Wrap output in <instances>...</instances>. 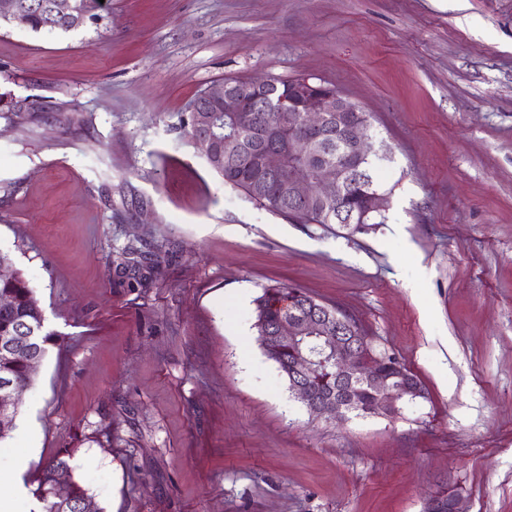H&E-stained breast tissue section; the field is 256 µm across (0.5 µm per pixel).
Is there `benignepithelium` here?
Listing matches in <instances>:
<instances>
[{
    "instance_id": "1",
    "label": "benign epithelium",
    "mask_w": 512,
    "mask_h": 512,
    "mask_svg": "<svg viewBox=\"0 0 512 512\" xmlns=\"http://www.w3.org/2000/svg\"><path fill=\"white\" fill-rule=\"evenodd\" d=\"M52 13L75 27L86 22L77 12L74 0H53ZM272 85L270 77L252 80L244 89L231 81H220L205 88L202 97L223 101L224 111L231 114L236 127L242 130L266 129L265 112L288 113V122L281 128L283 139L289 140L290 152L307 156L308 163L289 166L284 153L275 148H261L251 159L253 169L273 177L276 184L289 191V212H305L316 201L325 204L343 201L344 173L330 158L336 151L346 155L351 177L366 187L359 211L336 208L338 223L351 224L371 214H384L389 194L367 183L363 176V162L367 156L378 153L375 134L364 110L345 95L327 90L309 78L289 85L288 91L275 101L266 95ZM311 329L315 330L321 352L336 366L334 395L320 392L313 379L315 358L309 351L298 348ZM269 331L273 338L292 347L288 360L290 391L313 415L344 420L352 408L360 405L364 392L373 397L374 415L384 417H394L407 404L426 399L424 387L411 372L400 368L395 375L383 374L380 359L372 351L373 337L356 331L349 323L313 303H306L303 313L275 322ZM31 339L24 325L17 328L15 335L0 339V353L4 355L29 349L30 377L39 362L37 353L30 347ZM30 384L29 380L1 379L0 412H8L16 397ZM426 504L430 512H464L458 495L445 498L431 494Z\"/></svg>"
}]
</instances>
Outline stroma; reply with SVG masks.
Returning a JSON list of instances; mask_svg holds the SVG:
<instances>
[{
  "label": "stroma",
  "instance_id": "1",
  "mask_svg": "<svg viewBox=\"0 0 512 512\" xmlns=\"http://www.w3.org/2000/svg\"><path fill=\"white\" fill-rule=\"evenodd\" d=\"M301 74L370 113L385 223L289 221L182 136L210 84ZM0 94V253L59 336L0 466L73 449L104 512H423L443 479L512 512V0H108L74 32L0 27ZM278 284L425 400L311 415L257 341Z\"/></svg>",
  "mask_w": 512,
  "mask_h": 512
}]
</instances>
